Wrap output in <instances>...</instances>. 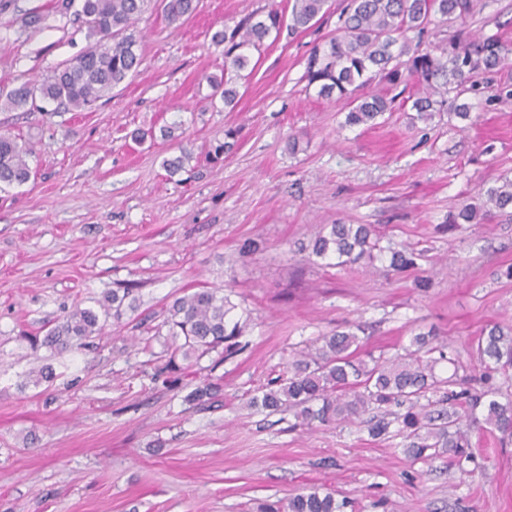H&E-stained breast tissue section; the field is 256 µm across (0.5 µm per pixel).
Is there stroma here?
Here are the masks:
<instances>
[{
	"mask_svg": "<svg viewBox=\"0 0 512 512\" xmlns=\"http://www.w3.org/2000/svg\"><path fill=\"white\" fill-rule=\"evenodd\" d=\"M271 0H199L168 22L149 0L132 29L143 62L92 108L0 110V132L29 139L31 178L0 187V512H257L311 487L355 512H512V444L469 430L476 467L412 460L398 440L357 422L296 425L249 397L293 352L357 323L360 358L391 356L418 333L447 342L452 364L478 372L482 330L512 328V208L453 229L448 215L512 180V98L472 97L469 120H416L421 87L397 90L374 126L345 124L342 103L306 90L304 60L334 35L343 0L320 28L282 36L239 80L237 104L208 101L224 58L211 35ZM465 22L512 41V0H480ZM44 15L27 28L30 12ZM87 45L57 0H0V94L42 79ZM179 122L180 142L137 144V129ZM237 131L223 162L213 138ZM297 137L289 150V137ZM190 153L169 176L163 159ZM323 224H370L426 251L418 269L384 274L359 262L306 259ZM259 250L245 252L247 242ZM132 289L136 310L54 354L30 335L73 305ZM201 288L230 292L250 321L228 355L213 352L169 382L163 309ZM52 365L49 388L31 368ZM217 386L205 405L194 389Z\"/></svg>",
	"mask_w": 512,
	"mask_h": 512,
	"instance_id": "stroma-1",
	"label": "stroma"
}]
</instances>
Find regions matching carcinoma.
Here are the masks:
<instances>
[{
  "mask_svg": "<svg viewBox=\"0 0 512 512\" xmlns=\"http://www.w3.org/2000/svg\"><path fill=\"white\" fill-rule=\"evenodd\" d=\"M147 0H81L75 20L87 30L88 46L75 58L56 68L38 82H25L0 95V108L28 110L37 101L55 102L67 109L90 107L112 89L133 76L142 62L138 39L129 33L133 22L145 12ZM477 0H347L336 35L315 46L305 61L302 79L318 95L343 100L348 112L345 125L374 122L391 109L393 99L382 93L360 95L358 91L374 82L388 88L414 81L425 94L412 108L420 120L451 109L450 116L467 120L472 104L460 100L468 92L479 93L474 77L508 60L512 43L499 37L470 36L457 31L448 39L432 43L424 33L432 18L464 21L472 16ZM163 12L171 23L189 17L196 0H162ZM329 9L328 0H293L291 11L272 3L259 18L249 16L233 26H224L211 38L223 47L224 75L208 76L210 97L224 106L234 104L238 91L235 80L243 79L251 52H262L268 39H279L314 27ZM455 93L453 99L448 94ZM236 132L224 131V138L211 145L209 157L217 161L234 145ZM33 145L9 133L0 134V183L23 184L30 178L28 159ZM512 207V180L486 191L478 204L460 208L449 216L451 224H473L485 208ZM381 235L369 224H326L311 240L310 255L348 266L363 259L386 258L388 269L403 273L419 266L425 252L405 244L382 247ZM100 311L74 306L49 328L41 345L63 353L79 351L87 340L100 336L111 318L120 322L135 308L131 290L107 292L99 300ZM237 305L221 291L201 288L175 299L165 309L164 323L173 349L168 366L177 369L176 359L198 360L224 343L242 335L247 320L235 317ZM347 326L323 336L296 351L288 362V378L265 386L252 397L250 406L270 413L291 411L301 425L330 424L359 420L369 435L389 434L405 441V452L415 460L448 455L460 472L474 462L468 432L471 419L482 411L484 424L512 440V399L499 400L492 386L494 375L512 367V333L495 325L477 338L480 361L477 391L472 383L457 378L458 370L441 379L438 365H455L446 346L425 334L413 336L405 353L391 357H354L351 348L358 335ZM441 396L433 400L436 393ZM349 502L336 500L332 492L316 488L303 491L287 501L265 503L261 512H345Z\"/></svg>",
  "mask_w": 512,
  "mask_h": 512,
  "instance_id": "carcinoma-1",
  "label": "carcinoma"
}]
</instances>
